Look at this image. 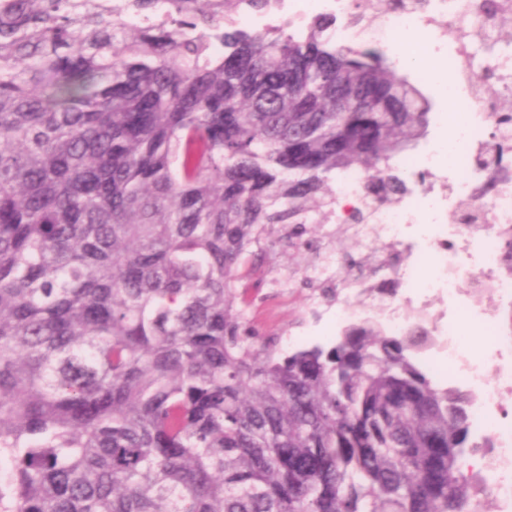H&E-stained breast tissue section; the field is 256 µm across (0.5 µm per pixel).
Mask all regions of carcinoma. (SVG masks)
<instances>
[{"mask_svg":"<svg viewBox=\"0 0 512 512\" xmlns=\"http://www.w3.org/2000/svg\"><path fill=\"white\" fill-rule=\"evenodd\" d=\"M279 0H0V512H479L472 395L352 323L282 355L252 250L375 204L433 103ZM366 177L357 170H350L340 176L337 182H333L332 189L338 203L336 214L330 224H354L351 214L364 206L366 196L364 191ZM337 186V189H336Z\"/></svg>","mask_w":512,"mask_h":512,"instance_id":"obj_1","label":"carcinoma"}]
</instances>
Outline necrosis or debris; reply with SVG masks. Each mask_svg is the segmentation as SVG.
I'll return each instance as SVG.
<instances>
[{
    "label": "necrosis or debris",
    "instance_id": "obj_1",
    "mask_svg": "<svg viewBox=\"0 0 512 512\" xmlns=\"http://www.w3.org/2000/svg\"><path fill=\"white\" fill-rule=\"evenodd\" d=\"M484 0H401L388 8L378 40L399 47L413 30L448 34L445 57L454 79L445 95L460 121L452 141L429 143L420 164L403 166L408 192L376 210L369 223L370 244L389 247L391 260L380 268L382 282L400 279L399 300L367 308L349 304L337 319H379L387 332L400 334L421 322L444 335L445 360L437 377L467 385L473 395L472 423L477 436L493 437L497 448L478 472L493 491L499 512H512V342L504 343L492 312L471 302L472 294L512 302V275L499 263L497 232L512 228V167L491 165L501 110L492 85L512 94V48L496 47V20ZM363 173L350 170L336 182L334 223L347 224L365 201ZM447 296L448 306L432 301ZM487 339L480 358L464 351L461 322Z\"/></svg>",
    "mask_w": 512,
    "mask_h": 512
}]
</instances>
